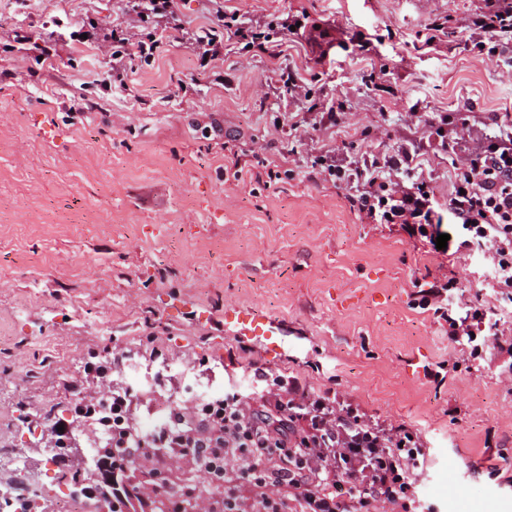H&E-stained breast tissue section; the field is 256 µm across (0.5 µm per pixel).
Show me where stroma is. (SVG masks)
Instances as JSON below:
<instances>
[{"instance_id": "35a3bbf8", "label": "stroma", "mask_w": 512, "mask_h": 512, "mask_svg": "<svg viewBox=\"0 0 512 512\" xmlns=\"http://www.w3.org/2000/svg\"><path fill=\"white\" fill-rule=\"evenodd\" d=\"M230 4L267 23L304 10L321 24L332 63L309 98L291 100L280 79L313 66L320 49L305 35L277 59L228 43L204 68L173 42L116 78L88 43L71 66L34 55L57 23L123 22L125 0H0V25L31 36L0 82V438L42 457L20 412L60 408L85 363L104 358L117 361L114 386L147 387L144 427L163 404L249 393V371L229 358L246 347L420 433L417 512H512V391L500 361L435 383L429 371L453 349L414 306L417 284L447 274L512 323L483 254L440 255L400 225L364 223L344 187L302 175L328 151L349 163L414 139L409 112L452 126L469 106L480 137L491 113H512V69L463 33L425 47L428 23L466 16L473 0ZM380 64L389 91L379 96L370 74ZM332 98L344 112L324 129L318 107ZM87 99L94 110L82 109ZM289 112L310 129L287 158ZM263 159L287 160L295 177L250 182Z\"/></svg>"}]
</instances>
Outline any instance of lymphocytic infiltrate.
I'll list each match as a JSON object with an SVG mask.
<instances>
[{
	"label": "lymphocytic infiltrate",
	"instance_id": "lymphocytic-infiltrate-1",
	"mask_svg": "<svg viewBox=\"0 0 512 512\" xmlns=\"http://www.w3.org/2000/svg\"><path fill=\"white\" fill-rule=\"evenodd\" d=\"M175 0H135L133 14L114 28L74 24L69 36L41 47L43 59L69 54L88 39L103 49L113 70L127 59L151 63L173 35L147 30L150 19L171 15ZM209 23L188 31L186 40L200 66L217 62L225 43H237L278 56L292 26L308 13L288 16L277 25L243 19L224 0H206ZM468 33L490 55L512 53V0H480L459 20H434L426 45L455 31ZM468 125L452 136L436 129L438 145L453 154L454 175L448 199L440 201L421 168L422 153L401 146L393 153L364 157L353 166L315 156L312 165L350 187L353 209L370 224H397L410 236L435 242L439 210H447L456 228L457 252L481 250L494 271L499 295L512 299V116L492 115L483 143L463 148ZM458 283L439 279L419 290L416 304L448 326V341L460 358H504L501 375L512 384V325L492 308L461 303ZM240 360L258 386L256 396L237 392L196 405L192 413L171 412L153 432L168 458L192 459L197 472L210 471L216 448L224 450V486L213 498L197 499V512H412L415 476L425 461L420 436L402 426L372 420L335 391L314 392L296 375L277 372L242 349ZM138 397L131 390L112 391V440L134 448Z\"/></svg>",
	"mask_w": 512,
	"mask_h": 512
}]
</instances>
